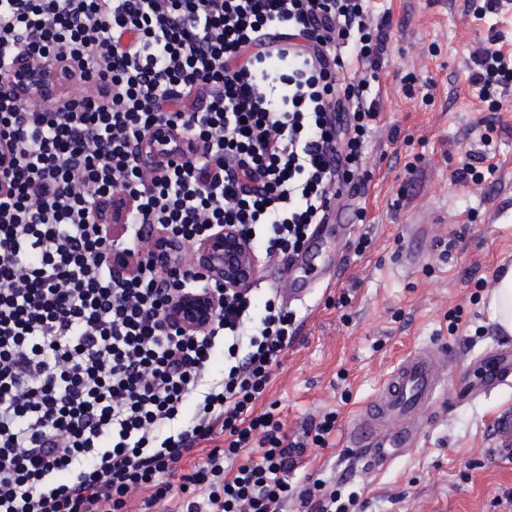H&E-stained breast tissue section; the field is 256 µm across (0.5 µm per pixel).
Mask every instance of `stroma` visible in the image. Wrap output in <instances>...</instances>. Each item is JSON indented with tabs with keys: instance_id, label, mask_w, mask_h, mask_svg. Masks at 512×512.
<instances>
[{
	"instance_id": "35a3bbf8",
	"label": "stroma",
	"mask_w": 512,
	"mask_h": 512,
	"mask_svg": "<svg viewBox=\"0 0 512 512\" xmlns=\"http://www.w3.org/2000/svg\"><path fill=\"white\" fill-rule=\"evenodd\" d=\"M392 14L387 55L393 68L419 80L402 90L381 77L380 123L367 165L365 191L347 197L366 209L365 223L346 236L328 226L313 268L295 270L311 294L295 303L305 320L264 396L277 405L285 431L301 437L310 418L332 412L336 430L324 448L310 447L292 484L347 478L360 487L362 512H512V442L497 422L512 419V383L470 401L459 388L476 382V357L499 339L490 300L501 268L512 265V96L495 114L491 146L472 126L485 105L467 79V63L488 37L512 51V12L477 18L463 0H382ZM433 79V97L423 80ZM399 128L390 141L391 128ZM487 150L496 171L483 184L457 183L452 173L466 152ZM417 166L415 175L406 164ZM400 210L389 207L399 194ZM445 223H432L439 208ZM372 239L363 255L349 243ZM412 256L401 266L402 256ZM347 306H336L341 292ZM427 347L448 360L437 402L418 418L420 438L387 469L354 461L344 432L375 398L383 377L410 349Z\"/></svg>"
}]
</instances>
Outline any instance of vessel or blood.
Returning a JSON list of instances; mask_svg holds the SVG:
<instances>
[{
  "instance_id": "b4317fda",
  "label": "vessel or blood",
  "mask_w": 512,
  "mask_h": 512,
  "mask_svg": "<svg viewBox=\"0 0 512 512\" xmlns=\"http://www.w3.org/2000/svg\"><path fill=\"white\" fill-rule=\"evenodd\" d=\"M477 363L480 391L499 387L512 377V345L503 343L486 351ZM442 381L427 348L410 351L388 373L376 397L360 409L346 431L348 443L368 467H387L416 447L419 432L408 419L437 401Z\"/></svg>"
}]
</instances>
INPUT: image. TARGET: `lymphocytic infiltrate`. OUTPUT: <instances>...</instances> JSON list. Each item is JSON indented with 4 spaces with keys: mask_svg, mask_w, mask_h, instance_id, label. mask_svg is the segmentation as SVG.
Segmentation results:
<instances>
[{
    "mask_svg": "<svg viewBox=\"0 0 512 512\" xmlns=\"http://www.w3.org/2000/svg\"><path fill=\"white\" fill-rule=\"evenodd\" d=\"M392 23L377 0H0V59L20 44L37 66L71 60L88 87L0 106V512H125L175 490L184 512H357L356 485L288 480L335 413L293 440L262 401L296 312L248 286L209 326L165 325L178 296L219 288L183 256L151 263L146 234L224 226L266 261L298 255L373 177ZM468 79L493 129L512 95L498 37Z\"/></svg>",
    "mask_w": 512,
    "mask_h": 512,
    "instance_id": "lymphocytic-infiltrate-1",
    "label": "lymphocytic infiltrate"
}]
</instances>
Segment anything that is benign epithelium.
Instances as JSON below:
<instances>
[{
    "mask_svg": "<svg viewBox=\"0 0 512 512\" xmlns=\"http://www.w3.org/2000/svg\"><path fill=\"white\" fill-rule=\"evenodd\" d=\"M80 95L87 87L67 82L61 71L48 75L37 68L28 55L16 49L0 67V101L7 99L26 112L35 99L53 100L63 92ZM192 270L226 288H240L252 280L257 260L248 244L228 227L214 229L205 239L191 245ZM223 299L213 293L181 295L170 312V319L184 331L202 327L213 319Z\"/></svg>",
    "mask_w": 512,
    "mask_h": 512,
    "instance_id": "benign-epithelium-1",
    "label": "benign epithelium"
}]
</instances>
